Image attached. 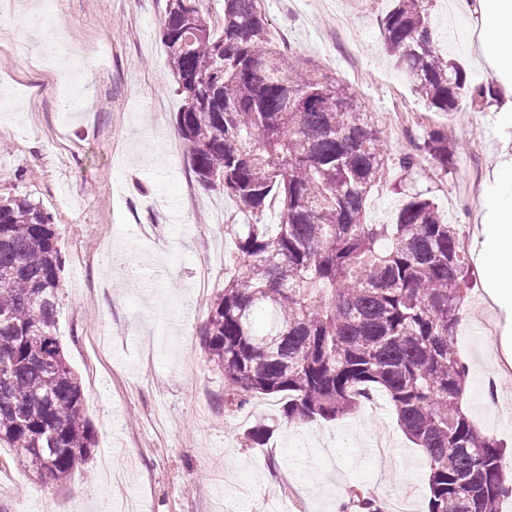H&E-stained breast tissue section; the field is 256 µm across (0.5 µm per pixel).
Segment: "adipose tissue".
I'll use <instances>...</instances> for the list:
<instances>
[{
  "label": "adipose tissue",
  "mask_w": 512,
  "mask_h": 512,
  "mask_svg": "<svg viewBox=\"0 0 512 512\" xmlns=\"http://www.w3.org/2000/svg\"><path fill=\"white\" fill-rule=\"evenodd\" d=\"M480 28L472 43L478 61L498 78L501 95L512 97V0H474ZM493 194L484 217L486 237L480 260L495 299L512 298V162L498 163Z\"/></svg>",
  "instance_id": "ef3b65f1"
}]
</instances>
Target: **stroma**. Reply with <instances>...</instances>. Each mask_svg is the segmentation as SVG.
I'll return each mask as SVG.
<instances>
[{
  "label": "stroma",
  "instance_id": "obj_1",
  "mask_svg": "<svg viewBox=\"0 0 512 512\" xmlns=\"http://www.w3.org/2000/svg\"><path fill=\"white\" fill-rule=\"evenodd\" d=\"M19 0L0 15V196L39 202L55 224L63 267L56 333L81 381L96 440L90 460L57 485L42 483L14 449L0 447V512H336L350 487L383 499L406 496L425 512L424 454L403 433L391 406L381 417L276 425V399L224 409V377L200 345L207 306L224 288V227L239 223L222 192L197 186L176 135L178 95L160 27L165 0H56L33 26ZM388 0H263L275 42L293 46L352 92L386 134L388 168L372 189L370 222L393 223L403 190L434 201L460 225L469 259L484 239L477 220L493 189L494 165L512 158V119L482 105L453 115L464 148L447 170L401 155L444 115L415 92L381 48ZM441 51L467 70L471 85L492 84L471 53L475 21L463 0L430 10ZM342 29L326 27L333 16ZM63 59L64 71L51 66ZM423 119L398 131L399 115ZM460 324L468 365L469 417L512 449V423L483 399L493 368L488 345L512 350V301L491 302L482 266ZM275 425L251 447L244 431ZM390 433L388 465L373 452Z\"/></svg>",
  "mask_w": 512,
  "mask_h": 512
}]
</instances>
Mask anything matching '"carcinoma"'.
I'll return each instance as SVG.
<instances>
[{
  "label": "carcinoma",
  "mask_w": 512,
  "mask_h": 512,
  "mask_svg": "<svg viewBox=\"0 0 512 512\" xmlns=\"http://www.w3.org/2000/svg\"><path fill=\"white\" fill-rule=\"evenodd\" d=\"M423 0H391L383 43L417 94L446 116L492 87L471 86L429 33ZM161 40L183 96L176 123L197 182L243 216L229 277L200 328L224 375V407L278 398L276 423L336 421L361 409L360 387L383 394L425 453V512H501L512 456L460 411L468 368L457 352L474 290L459 225L409 197L392 224L367 221L382 177V131L301 55L272 41L261 0H224L222 30L203 0H167ZM461 142L427 132L404 170L448 171ZM280 222L261 220L272 205ZM61 258L52 217L24 196L0 197V446L17 449L47 483L85 464L94 434L84 391L56 336ZM340 512H387L352 488Z\"/></svg>",
  "instance_id": "obj_1"
}]
</instances>
